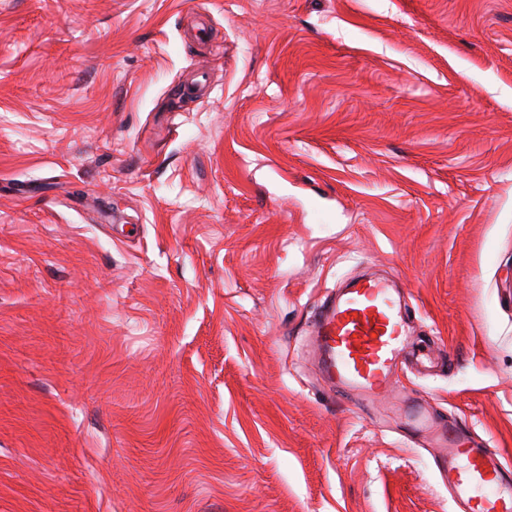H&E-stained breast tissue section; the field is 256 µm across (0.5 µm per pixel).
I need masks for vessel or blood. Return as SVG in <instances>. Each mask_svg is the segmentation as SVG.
Listing matches in <instances>:
<instances>
[{
  "label": "vessel or blood",
  "instance_id": "1",
  "mask_svg": "<svg viewBox=\"0 0 512 512\" xmlns=\"http://www.w3.org/2000/svg\"><path fill=\"white\" fill-rule=\"evenodd\" d=\"M313 341L330 387L371 400L388 392L407 342L393 282L365 278L342 289L318 315ZM439 441V470L457 512H512V465L496 449L453 425Z\"/></svg>",
  "mask_w": 512,
  "mask_h": 512
}]
</instances>
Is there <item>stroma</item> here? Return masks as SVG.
<instances>
[{
	"label": "stroma",
	"instance_id": "35a3bbf8",
	"mask_svg": "<svg viewBox=\"0 0 512 512\" xmlns=\"http://www.w3.org/2000/svg\"><path fill=\"white\" fill-rule=\"evenodd\" d=\"M411 406L512 460V0H0V512H454ZM394 292L389 279H361L320 312L313 341L330 387L371 400L389 391L408 337Z\"/></svg>",
	"mask_w": 512,
	"mask_h": 512
}]
</instances>
